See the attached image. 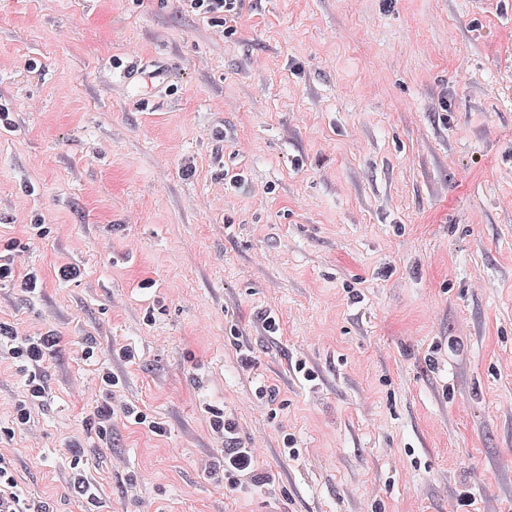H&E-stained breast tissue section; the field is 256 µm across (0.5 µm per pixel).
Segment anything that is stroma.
<instances>
[{"label": "stroma", "mask_w": 512, "mask_h": 512, "mask_svg": "<svg viewBox=\"0 0 512 512\" xmlns=\"http://www.w3.org/2000/svg\"><path fill=\"white\" fill-rule=\"evenodd\" d=\"M1 110L0 255L42 285L0 283V322L57 338L0 441L33 499L512 512V0H246L229 36L187 0H0ZM90 342L163 435L82 441ZM217 412L257 450L238 493L204 470Z\"/></svg>", "instance_id": "35a3bbf8"}]
</instances>
